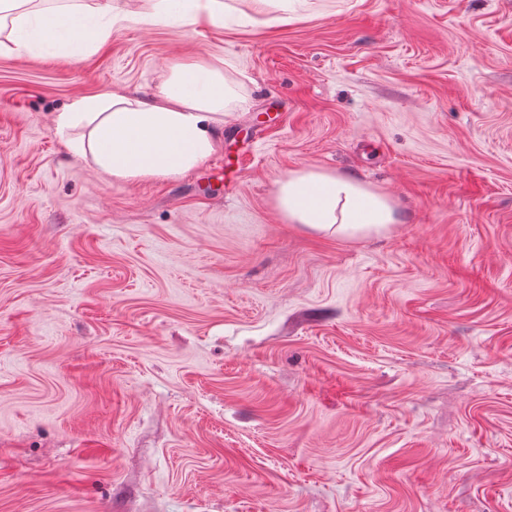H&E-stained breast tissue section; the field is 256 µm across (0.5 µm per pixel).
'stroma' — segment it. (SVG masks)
Wrapping results in <instances>:
<instances>
[{"label":"stroma","mask_w":512,"mask_h":512,"mask_svg":"<svg viewBox=\"0 0 512 512\" xmlns=\"http://www.w3.org/2000/svg\"><path fill=\"white\" fill-rule=\"evenodd\" d=\"M0 55V512H512V0H312ZM223 60L213 160L114 184L52 118ZM301 167L386 235L287 223ZM275 203L288 223L321 234L381 235L400 220L386 194L348 175L311 167L280 180Z\"/></svg>","instance_id":"1"}]
</instances>
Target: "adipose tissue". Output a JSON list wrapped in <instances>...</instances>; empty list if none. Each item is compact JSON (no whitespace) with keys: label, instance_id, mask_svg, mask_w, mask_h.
Wrapping results in <instances>:
<instances>
[{"label":"adipose tissue","instance_id":"adipose-tissue-1","mask_svg":"<svg viewBox=\"0 0 512 512\" xmlns=\"http://www.w3.org/2000/svg\"><path fill=\"white\" fill-rule=\"evenodd\" d=\"M164 23L220 25L228 0H148ZM112 0H0V55L38 51L81 59L107 39ZM309 0H252L246 24L308 18ZM233 99L214 63H180L156 92L79 96L53 117L56 135L80 158H91L114 183L174 178L215 151ZM275 203L288 223L321 234L381 235L399 214L389 196L345 174L302 167L280 180Z\"/></svg>","mask_w":512,"mask_h":512}]
</instances>
